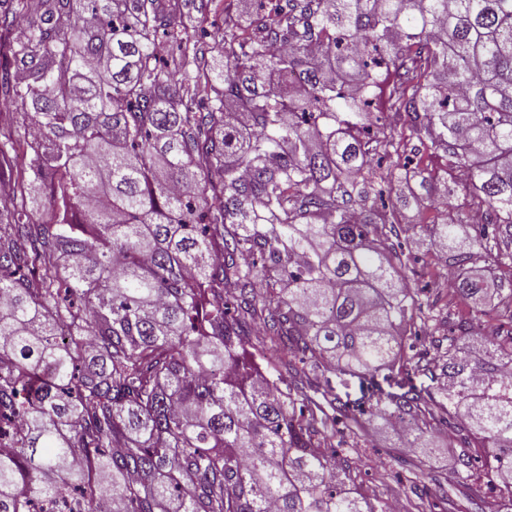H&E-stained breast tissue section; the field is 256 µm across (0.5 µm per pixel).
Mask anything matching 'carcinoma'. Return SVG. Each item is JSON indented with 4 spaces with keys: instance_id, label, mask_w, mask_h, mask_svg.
Wrapping results in <instances>:
<instances>
[{
    "instance_id": "carcinoma-1",
    "label": "carcinoma",
    "mask_w": 512,
    "mask_h": 512,
    "mask_svg": "<svg viewBox=\"0 0 512 512\" xmlns=\"http://www.w3.org/2000/svg\"><path fill=\"white\" fill-rule=\"evenodd\" d=\"M178 2L41 0L25 42L27 0L0 12V91L38 134L0 200V512H386L322 447L336 418L246 344L358 379L340 407L425 450L435 400L403 337L442 320L406 283L399 217L431 185L397 123L447 152L442 200L464 171L473 234L419 239L486 312L477 250L512 224V0H256L253 33L224 21L206 60ZM390 72L393 121L373 101ZM456 331L435 357L461 382L448 423L492 448L512 512V336Z\"/></svg>"
}]
</instances>
